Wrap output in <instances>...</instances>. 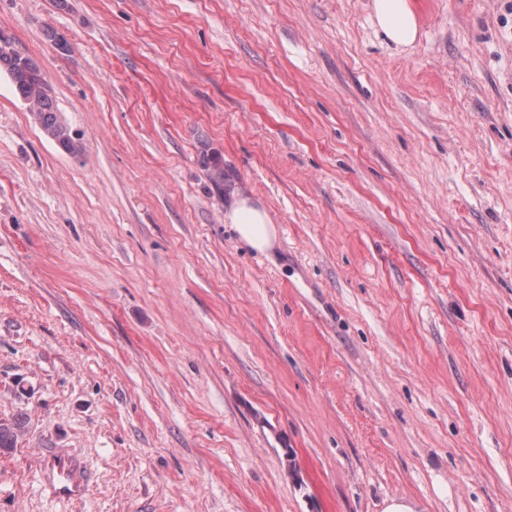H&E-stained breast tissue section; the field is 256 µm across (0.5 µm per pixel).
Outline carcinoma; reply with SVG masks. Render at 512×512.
Here are the masks:
<instances>
[{"label":"carcinoma","mask_w":512,"mask_h":512,"mask_svg":"<svg viewBox=\"0 0 512 512\" xmlns=\"http://www.w3.org/2000/svg\"><path fill=\"white\" fill-rule=\"evenodd\" d=\"M1 71L8 75L22 100L36 98V106L31 110V115L43 134L66 153L80 154L83 151L82 142L57 112L52 87L40 66L31 57L15 51L8 39L0 35ZM202 160L217 191H224V166L219 158L205 150ZM20 432L19 422H0V451L16 447Z\"/></svg>","instance_id":"cac0c4a2"}]
</instances>
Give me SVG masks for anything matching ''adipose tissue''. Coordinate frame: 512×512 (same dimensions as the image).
I'll use <instances>...</instances> for the list:
<instances>
[{
	"instance_id": "ef3b65f1",
	"label": "adipose tissue",
	"mask_w": 512,
	"mask_h": 512,
	"mask_svg": "<svg viewBox=\"0 0 512 512\" xmlns=\"http://www.w3.org/2000/svg\"><path fill=\"white\" fill-rule=\"evenodd\" d=\"M373 8L375 23L390 42L398 46L415 43L418 19L410 0H374ZM224 220L233 226L239 242L245 246L261 253L275 247L278 228L266 208L249 195L232 192Z\"/></svg>"
}]
</instances>
